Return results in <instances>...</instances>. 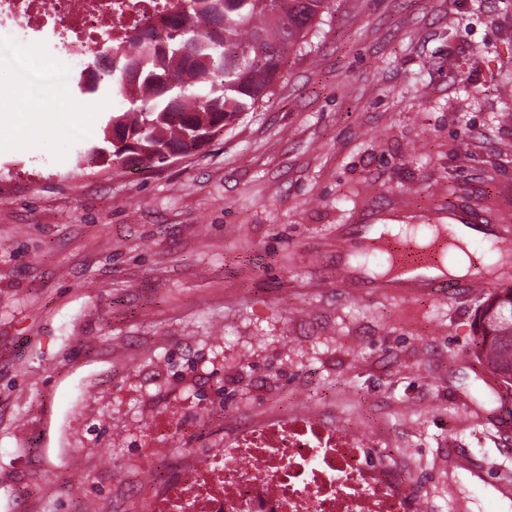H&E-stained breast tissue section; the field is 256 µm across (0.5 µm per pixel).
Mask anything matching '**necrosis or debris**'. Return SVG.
Listing matches in <instances>:
<instances>
[{
  "label": "necrosis or debris",
  "mask_w": 512,
  "mask_h": 512,
  "mask_svg": "<svg viewBox=\"0 0 512 512\" xmlns=\"http://www.w3.org/2000/svg\"><path fill=\"white\" fill-rule=\"evenodd\" d=\"M177 0H0V38L29 65L88 73L105 44L175 12ZM140 480L144 512H412L415 502L361 433L295 409L240 423L219 448L170 456Z\"/></svg>",
  "instance_id": "necrosis-or-debris-1"
}]
</instances>
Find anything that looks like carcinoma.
Segmentation results:
<instances>
[{"label": "carcinoma", "mask_w": 512, "mask_h": 512, "mask_svg": "<svg viewBox=\"0 0 512 512\" xmlns=\"http://www.w3.org/2000/svg\"><path fill=\"white\" fill-rule=\"evenodd\" d=\"M331 0H179L171 19L130 39L134 52L112 49V91L123 108L112 114L103 137L89 148L123 156L110 131L130 135L149 162L163 163L160 148L202 147L207 128L232 125L268 101L291 54L304 48ZM512 305V287L490 296L479 316L477 356L496 374L512 369V319L493 313Z\"/></svg>", "instance_id": "1"}]
</instances>
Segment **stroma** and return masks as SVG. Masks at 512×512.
<instances>
[{
	"label": "stroma",
	"instance_id": "1",
	"mask_svg": "<svg viewBox=\"0 0 512 512\" xmlns=\"http://www.w3.org/2000/svg\"><path fill=\"white\" fill-rule=\"evenodd\" d=\"M309 40L204 148L125 167L85 155L111 79H32L0 40V512H134L150 457L220 445L216 413L298 407L432 512H512V392L473 354L488 289L383 288L344 248L512 229V0H334Z\"/></svg>",
	"mask_w": 512,
	"mask_h": 512
}]
</instances>
